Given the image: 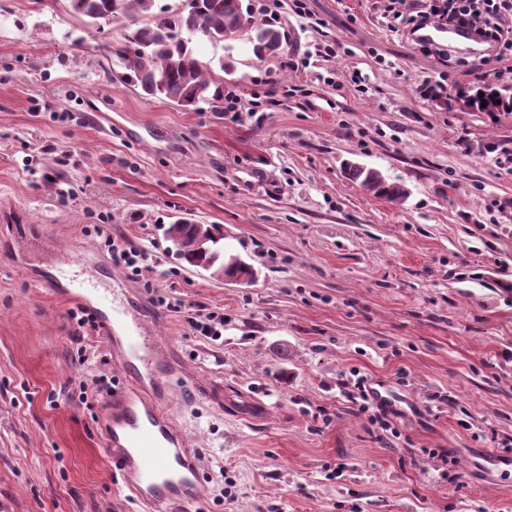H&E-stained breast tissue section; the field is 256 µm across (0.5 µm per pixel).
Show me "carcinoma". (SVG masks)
I'll return each mask as SVG.
<instances>
[{"label":"carcinoma","mask_w":512,"mask_h":512,"mask_svg":"<svg viewBox=\"0 0 512 512\" xmlns=\"http://www.w3.org/2000/svg\"><path fill=\"white\" fill-rule=\"evenodd\" d=\"M72 11L99 30L111 23L121 24L117 65L121 81H133L149 96H162L183 107L192 102L214 105L224 101V87L207 78L197 59L193 40L198 36L213 44L236 39L251 32L253 53L261 58L279 50L280 32L265 25H254L250 8L243 0H190L173 11L165 6L153 11L154 0H69ZM486 106H481V103ZM472 107L482 112L512 111V86L490 88L473 96ZM351 178L378 197L394 204L405 202L403 184L387 181L380 172L349 166ZM175 243L180 256L197 268L220 267L234 273L250 272L241 258L227 254L220 241H211L207 253L196 248L197 231L182 227Z\"/></svg>","instance_id":"1"}]
</instances>
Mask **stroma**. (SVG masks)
<instances>
[{
    "label": "stroma",
    "instance_id": "35a3bbf8",
    "mask_svg": "<svg viewBox=\"0 0 512 512\" xmlns=\"http://www.w3.org/2000/svg\"><path fill=\"white\" fill-rule=\"evenodd\" d=\"M246 2L278 54L194 42L233 114L117 81L118 24L98 35L69 0H0V512L137 510L94 392L126 379L102 338L83 363L76 302L38 284L72 251L131 299L181 302L156 331L205 386L168 407L204 476L192 512H512V475L466 467L512 440V112L458 100L470 66L392 31L386 6L416 0ZM299 48L309 67H287ZM425 80L455 86L424 98ZM353 163L409 198L374 196ZM179 221L221 225L254 281L181 260ZM109 236L147 248L139 273ZM211 312L223 341L190 324ZM360 377L388 384L393 432L350 401Z\"/></svg>",
    "mask_w": 512,
    "mask_h": 512
}]
</instances>
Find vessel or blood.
<instances>
[{
	"mask_svg": "<svg viewBox=\"0 0 512 512\" xmlns=\"http://www.w3.org/2000/svg\"><path fill=\"white\" fill-rule=\"evenodd\" d=\"M416 37L480 52L476 35L465 26L430 24ZM43 286L76 301L93 317L114 362L129 377L128 386L113 392L105 423V452L118 488L140 512H190L203 496L204 478L195 450L167 413L164 380L176 375L169 358L112 289L65 271Z\"/></svg>",
	"mask_w": 512,
	"mask_h": 512,
	"instance_id": "vessel-or-blood-1",
	"label": "vessel or blood"
}]
</instances>
